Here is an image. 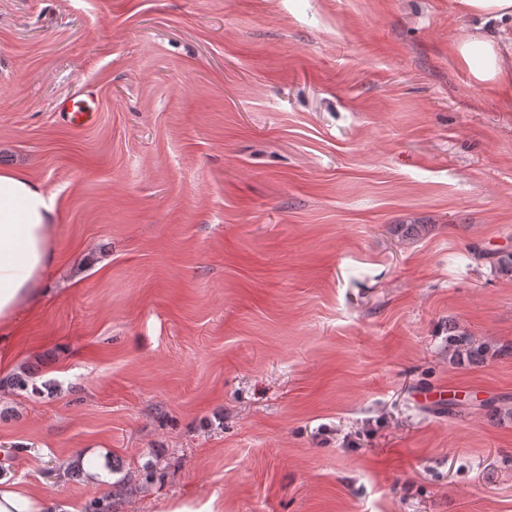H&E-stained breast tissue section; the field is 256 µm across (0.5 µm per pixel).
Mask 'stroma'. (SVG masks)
I'll use <instances>...</instances> for the list:
<instances>
[{
  "label": "stroma",
  "instance_id": "obj_1",
  "mask_svg": "<svg viewBox=\"0 0 512 512\" xmlns=\"http://www.w3.org/2000/svg\"><path fill=\"white\" fill-rule=\"evenodd\" d=\"M448 0H0V169L55 200L0 479L74 512H512V100ZM93 88L81 133L55 110ZM420 225V234L408 232ZM34 378V373L30 370V368L23 367L19 373H14L6 379H0V388L8 387L12 390L25 392L30 391V393L33 395L41 394L42 391L35 383ZM161 512H223L224 500L216 495L207 499H173L161 505Z\"/></svg>",
  "mask_w": 512,
  "mask_h": 512
}]
</instances>
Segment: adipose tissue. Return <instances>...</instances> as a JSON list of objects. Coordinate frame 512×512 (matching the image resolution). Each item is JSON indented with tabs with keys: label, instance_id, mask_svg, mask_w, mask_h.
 <instances>
[{
	"label": "adipose tissue",
	"instance_id": "adipose-tissue-1",
	"mask_svg": "<svg viewBox=\"0 0 512 512\" xmlns=\"http://www.w3.org/2000/svg\"><path fill=\"white\" fill-rule=\"evenodd\" d=\"M460 14L497 25L496 33L475 29L456 44L458 64L481 83L512 87V0H450ZM55 204L26 174L0 170V325L39 291L53 257L51 228ZM0 512H73L52 496H35L12 486L0 488Z\"/></svg>",
	"mask_w": 512,
	"mask_h": 512
}]
</instances>
